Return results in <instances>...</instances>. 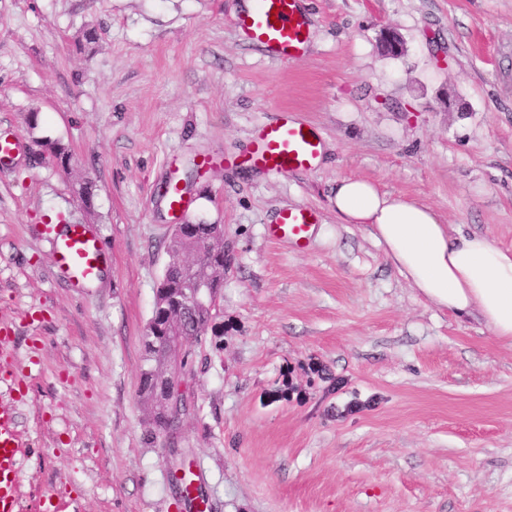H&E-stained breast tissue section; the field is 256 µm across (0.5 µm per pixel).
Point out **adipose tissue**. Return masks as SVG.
I'll list each match as a JSON object with an SVG mask.
<instances>
[{
  "label": "adipose tissue",
  "instance_id": "ef3b65f1",
  "mask_svg": "<svg viewBox=\"0 0 512 512\" xmlns=\"http://www.w3.org/2000/svg\"><path fill=\"white\" fill-rule=\"evenodd\" d=\"M331 205L338 223L370 225L388 260L427 300L481 317L512 341V252L480 234L451 236L430 207L363 179L338 180Z\"/></svg>",
  "mask_w": 512,
  "mask_h": 512
}]
</instances>
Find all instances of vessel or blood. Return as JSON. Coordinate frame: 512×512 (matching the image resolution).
<instances>
[{
	"label": "vessel or blood",
	"mask_w": 512,
	"mask_h": 512,
	"mask_svg": "<svg viewBox=\"0 0 512 512\" xmlns=\"http://www.w3.org/2000/svg\"><path fill=\"white\" fill-rule=\"evenodd\" d=\"M247 37L265 49L274 59L301 61L306 53L309 17L301 0H255L247 16L236 19ZM316 132L303 123L282 118L261 126L255 132L248 160L253 167L273 174H285L313 167L320 154ZM315 227V213L299 206L284 210L278 223L269 225L272 239L291 242L305 248ZM55 263L81 287L96 279L103 263V247L84 225H70L60 237ZM22 443L14 412L0 407V512H21L18 493ZM178 506L181 512H208L200 477L196 472L182 475Z\"/></svg>",
	"instance_id": "b4317fda"
}]
</instances>
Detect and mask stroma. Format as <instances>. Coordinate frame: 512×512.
I'll return each mask as SVG.
<instances>
[{
    "label": "stroma",
    "mask_w": 512,
    "mask_h": 512,
    "mask_svg": "<svg viewBox=\"0 0 512 512\" xmlns=\"http://www.w3.org/2000/svg\"><path fill=\"white\" fill-rule=\"evenodd\" d=\"M239 3L0 0V135L18 145L0 164V365L22 380L0 402L26 444L22 512H177L182 463L210 512H512V343L424 298L330 204L365 179L512 251V0H304L300 63L243 38ZM285 111L319 135L312 169L192 183L188 221L224 227V286L165 432L138 401L175 225L160 190ZM56 141L68 168L41 157ZM297 205L317 214L303 250L266 231ZM52 219L100 240L98 287L55 265Z\"/></svg>",
    "instance_id": "1"
}]
</instances>
